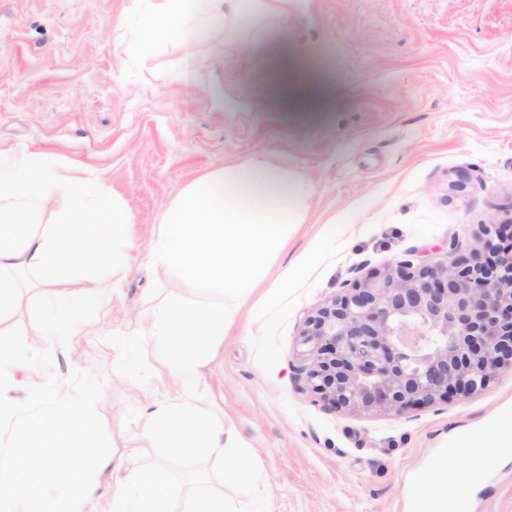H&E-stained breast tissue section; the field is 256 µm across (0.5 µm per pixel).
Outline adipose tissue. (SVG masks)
<instances>
[{
    "label": "adipose tissue",
    "mask_w": 512,
    "mask_h": 512,
    "mask_svg": "<svg viewBox=\"0 0 512 512\" xmlns=\"http://www.w3.org/2000/svg\"><path fill=\"white\" fill-rule=\"evenodd\" d=\"M293 0H161L142 20L140 47L174 38L194 49L200 28L225 48L237 44L236 21L242 11L260 23L287 20ZM313 191L302 179L265 157L224 166L185 187L164 211L151 249L162 272L196 287L230 296V303H197L168 291L149 307L144 319L149 353L130 349L138 364L152 359L154 373L174 386L170 398L148 404L138 424L142 440L163 438L172 455L204 445L224 456L232 430L212 418L204 405L205 369L215 342L237 316V299L249 296L269 274L296 228L303 224ZM470 468L457 476L437 467L425 484L423 512H448L447 492L476 478L486 449L499 445L497 433L468 438Z\"/></svg>",
    "instance_id": "1"
}]
</instances>
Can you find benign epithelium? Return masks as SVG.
<instances>
[{
	"instance_id": "benign-epithelium-1",
	"label": "benign epithelium",
	"mask_w": 512,
	"mask_h": 512,
	"mask_svg": "<svg viewBox=\"0 0 512 512\" xmlns=\"http://www.w3.org/2000/svg\"><path fill=\"white\" fill-rule=\"evenodd\" d=\"M485 235L481 262L403 261L307 316L312 390L335 408L399 415L472 394L512 364V226Z\"/></svg>"
}]
</instances>
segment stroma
Returning <instances> with one entry per match:
<instances>
[{"instance_id": "stroma-1", "label": "stroma", "mask_w": 512, "mask_h": 512, "mask_svg": "<svg viewBox=\"0 0 512 512\" xmlns=\"http://www.w3.org/2000/svg\"><path fill=\"white\" fill-rule=\"evenodd\" d=\"M158 0H0V146L96 171L129 214L128 275L101 332L50 344L51 372L104 379L97 412L128 470L167 398L128 336L146 302L177 288L148 259L160 217L201 174L257 156L313 189L261 312L242 307L206 373L261 472L271 512H416L432 470L463 473L457 442L512 413V367L468 396L401 415L338 410L308 387L299 334L354 281L399 262L484 259L482 228L512 222V0H298L271 26L249 14L224 49L201 39L193 79L172 39L138 61L133 37ZM310 86L293 103L283 72ZM466 512H512V452L489 451Z\"/></svg>"}]
</instances>
